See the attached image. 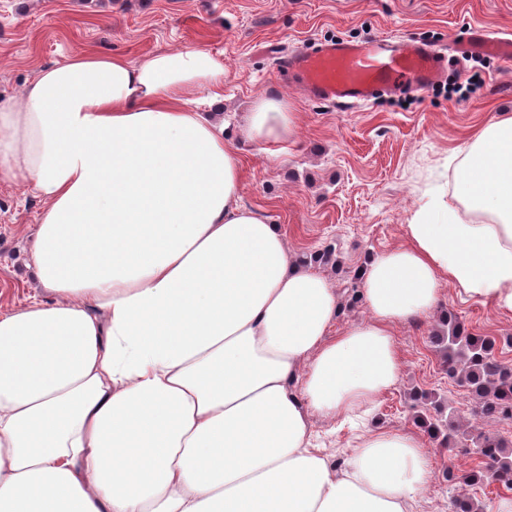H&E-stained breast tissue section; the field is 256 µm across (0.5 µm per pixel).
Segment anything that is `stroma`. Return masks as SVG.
<instances>
[{"label": "stroma", "instance_id": "35a3bbf8", "mask_svg": "<svg viewBox=\"0 0 512 512\" xmlns=\"http://www.w3.org/2000/svg\"><path fill=\"white\" fill-rule=\"evenodd\" d=\"M471 27L512 36V0H0V100L20 99L37 68L94 48L132 60L201 44L224 56V119L243 157L241 203L283 231L290 255L339 248L359 268L369 257L405 242L404 226L434 187L452 191L447 164L479 127L512 116V63L495 59L449 66V81L479 82L466 98L432 86L341 108L277 80L279 54L304 42L364 41L402 34L448 49ZM288 99L296 141L255 144L243 129L252 100ZM43 204L21 184L0 186V308L24 306L39 283L29 246ZM442 311L469 332L512 337V317L442 289ZM440 316L394 325L402 357L396 383L381 397L374 425L420 436L431 475L412 512H448L450 495L469 493L461 481L473 458H449L414 419L419 391L450 400L457 420L512 439V421L482 422L474 402L451 384L430 336ZM325 453L345 461L355 431L316 418Z\"/></svg>", "mask_w": 512, "mask_h": 512}]
</instances>
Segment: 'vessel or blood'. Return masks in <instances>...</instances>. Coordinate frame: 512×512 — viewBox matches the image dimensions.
I'll use <instances>...</instances> for the list:
<instances>
[{
  "mask_svg": "<svg viewBox=\"0 0 512 512\" xmlns=\"http://www.w3.org/2000/svg\"><path fill=\"white\" fill-rule=\"evenodd\" d=\"M461 50L511 62L512 38L474 29ZM284 67L311 98L338 106L363 105L381 94L421 91L440 82L448 72V58L416 39L376 36L296 50Z\"/></svg>",
  "mask_w": 512,
  "mask_h": 512,
  "instance_id": "obj_1",
  "label": "vessel or blood"
}]
</instances>
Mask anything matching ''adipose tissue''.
<instances>
[{"mask_svg":"<svg viewBox=\"0 0 512 512\" xmlns=\"http://www.w3.org/2000/svg\"><path fill=\"white\" fill-rule=\"evenodd\" d=\"M223 88L201 45L88 49L0 100V183L44 203L41 293L0 310V512H411L426 484L419 436L368 430L339 467L312 419L377 406L393 326L442 284L512 315V116L458 148L453 202L367 261L370 319L336 334L339 293L240 202ZM246 135L294 141L287 100L258 97Z\"/></svg>","mask_w":512,"mask_h":512,"instance_id":"1","label":"adipose tissue"}]
</instances>
